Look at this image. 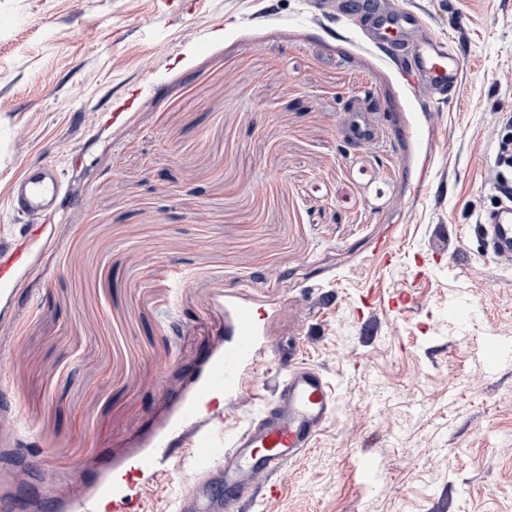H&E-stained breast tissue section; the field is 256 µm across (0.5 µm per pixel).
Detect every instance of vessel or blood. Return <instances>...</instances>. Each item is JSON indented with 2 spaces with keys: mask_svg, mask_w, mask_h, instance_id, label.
<instances>
[{
  "mask_svg": "<svg viewBox=\"0 0 512 512\" xmlns=\"http://www.w3.org/2000/svg\"><path fill=\"white\" fill-rule=\"evenodd\" d=\"M365 38L374 45L395 38L399 51L409 56L399 65L402 80L416 93L433 95L456 92L462 82L463 66L457 52L431 35L424 17L396 7L370 6L366 10ZM62 190L60 172L52 166H30L14 186V201L19 210L36 217L57 206ZM491 254L500 262L512 264V203L481 217L474 227ZM25 261V252L17 244L0 247V282L12 279ZM254 315L241 311L235 351L226 353L223 365L212 373V381L226 385L233 381L241 355L253 346ZM483 355L489 369L512 362V345L488 337ZM281 381L273 397L266 402L247 426L225 433L224 437H205L198 455L201 472H209L220 463V484L195 482L180 499L179 512H249L257 499L273 503L279 487L273 476L312 448L321 427L330 416L335 391L313 367L289 364L280 371Z\"/></svg>",
  "mask_w": 512,
  "mask_h": 512,
  "instance_id": "obj_1",
  "label": "vessel or blood"
}]
</instances>
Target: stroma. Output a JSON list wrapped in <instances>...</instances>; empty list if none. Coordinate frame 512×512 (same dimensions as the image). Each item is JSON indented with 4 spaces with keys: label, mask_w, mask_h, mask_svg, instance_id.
Returning a JSON list of instances; mask_svg holds the SVG:
<instances>
[{
    "label": "stroma",
    "mask_w": 512,
    "mask_h": 512,
    "mask_svg": "<svg viewBox=\"0 0 512 512\" xmlns=\"http://www.w3.org/2000/svg\"><path fill=\"white\" fill-rule=\"evenodd\" d=\"M394 2L463 56L456 97L415 99L311 0H0V244L26 251L0 284V501L84 512L105 486L177 512L218 401L247 425L293 348L335 409L252 512H512V363L483 357L512 341V265L472 230L500 201L512 0ZM33 164L64 192L31 236L11 185ZM242 307L254 354L202 401ZM483 355L488 368L495 370L512 362V346L490 336L485 340Z\"/></svg>",
    "instance_id": "obj_1"
}]
</instances>
